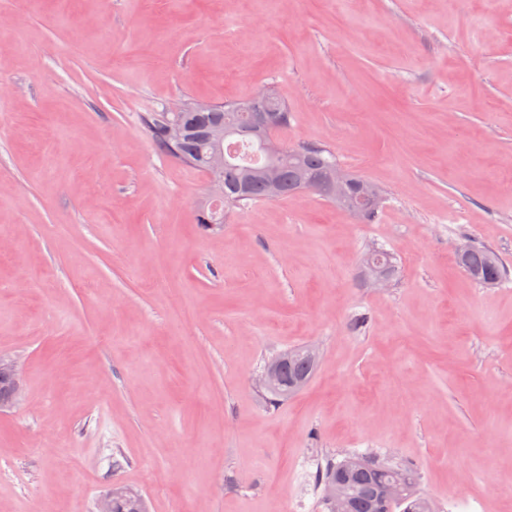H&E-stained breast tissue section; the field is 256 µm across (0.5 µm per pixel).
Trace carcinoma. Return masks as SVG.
<instances>
[{"mask_svg": "<svg viewBox=\"0 0 512 512\" xmlns=\"http://www.w3.org/2000/svg\"><path fill=\"white\" fill-rule=\"evenodd\" d=\"M243 101L229 102L213 112H175L172 117L185 127L179 142L168 138V120L165 115L149 112L143 124L156 145L175 157L192 159L190 166L203 170L206 167L208 146L204 133L216 124L224 123V117L232 113L243 120L237 108ZM275 113L278 129L288 128L291 113L276 95L262 106ZM229 161L224 165V201L216 216L200 210L197 223L205 226L208 220L224 223V210L249 203L271 202L309 192L336 207L350 211L351 190L347 187L330 189L326 184L329 170L335 166L332 155L315 145L302 144L283 149L285 158L281 165L277 185L272 187L261 170L269 157L261 143L248 136L238 137L225 146ZM457 262L466 274L483 286H494L509 280V271L497 254L485 247L473 246L463 254H457ZM317 363L305 355V348L288 350L286 379L307 384ZM314 490L319 494L325 512H331L325 489L332 484L336 495L347 505L348 512H435L432 501L418 489L416 469L409 465H397L387 459L370 454H348L342 460L332 458L312 474ZM112 512H145L144 502L134 496L116 494L112 497Z\"/></svg>", "mask_w": 512, "mask_h": 512, "instance_id": "1", "label": "carcinoma"}]
</instances>
